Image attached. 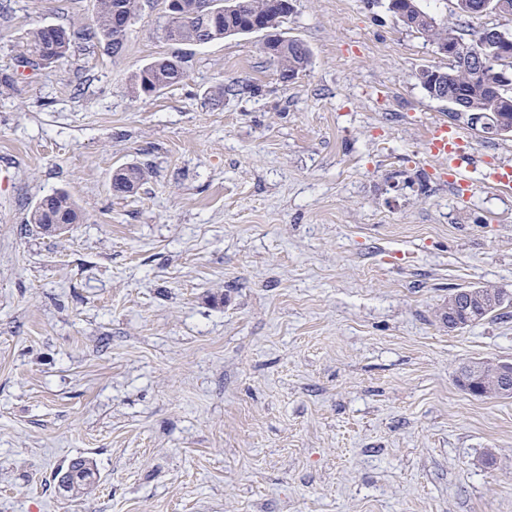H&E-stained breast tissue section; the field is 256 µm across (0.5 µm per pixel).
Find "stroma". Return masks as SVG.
<instances>
[{
    "instance_id": "35a3bbf8",
    "label": "stroma",
    "mask_w": 512,
    "mask_h": 512,
    "mask_svg": "<svg viewBox=\"0 0 512 512\" xmlns=\"http://www.w3.org/2000/svg\"><path fill=\"white\" fill-rule=\"evenodd\" d=\"M94 4L0 15V512H512V398L457 383L512 361V316L439 318L451 289L512 293V187L491 184L512 137L451 121L418 80L446 58L363 0H294L311 63L288 83L261 35L162 40V0L120 54L18 69L27 24ZM175 52L184 81L136 95ZM446 123L471 192L427 150ZM126 165L147 177L118 196ZM56 190L83 221L49 237L29 219ZM76 458L98 479L80 498L59 487Z\"/></svg>"
}]
</instances>
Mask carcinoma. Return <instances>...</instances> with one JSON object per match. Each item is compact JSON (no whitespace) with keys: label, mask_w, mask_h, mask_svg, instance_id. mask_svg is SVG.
Wrapping results in <instances>:
<instances>
[{"label":"carcinoma","mask_w":512,"mask_h":512,"mask_svg":"<svg viewBox=\"0 0 512 512\" xmlns=\"http://www.w3.org/2000/svg\"><path fill=\"white\" fill-rule=\"evenodd\" d=\"M289 0H240L241 9L234 18L224 16L222 0H216L219 11L209 17L200 13L202 0H182V15L170 18L161 29L162 38L174 44H208L237 35L236 29L259 22L274 26L278 17L288 9ZM141 10V0H96L95 15L80 35L86 41L103 43L112 53L118 54L125 47L128 30L120 29L114 22L115 15L126 14L137 18ZM65 27L53 25H34L27 29L20 50L21 63L34 69L51 73L54 68L67 61L74 49V38L79 35ZM433 43L439 44L458 37L455 28L442 20L425 32ZM460 52L454 64L448 68V91L461 95L469 104L482 112L501 113L503 104L494 88L495 77L484 71L477 73L470 65L469 58L478 48L476 39L463 40ZM277 62L282 76L296 78L310 64V52L298 39L288 40V46L277 50L270 56ZM184 57L171 55L153 60L146 64L136 75L135 93L151 97L162 90L177 85L186 78L187 70L181 67ZM144 179V170L136 165L125 166L113 177L112 189L118 194H131L137 190ZM81 212L65 191H55L43 197L30 216V223L41 231H47L49 224H78ZM474 291L485 300H496L491 313H497L512 306V295L501 288L490 285L479 286ZM96 483V472L84 459L73 461L61 480L62 490L72 497L89 494Z\"/></svg>","instance_id":"1"}]
</instances>
